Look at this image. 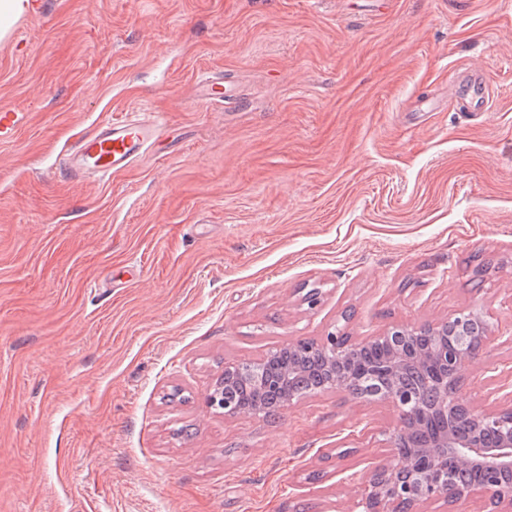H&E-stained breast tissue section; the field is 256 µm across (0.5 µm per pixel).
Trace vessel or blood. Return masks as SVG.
Instances as JSON below:
<instances>
[{
  "instance_id": "obj_1",
  "label": "vessel or blood",
  "mask_w": 512,
  "mask_h": 512,
  "mask_svg": "<svg viewBox=\"0 0 512 512\" xmlns=\"http://www.w3.org/2000/svg\"><path fill=\"white\" fill-rule=\"evenodd\" d=\"M200 97L209 103H229L232 88L223 78L201 80ZM160 128L157 122L125 116L103 123L82 136L67 155V168L75 176L108 179L134 165L157 142Z\"/></svg>"
}]
</instances>
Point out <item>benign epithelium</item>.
Listing matches in <instances>:
<instances>
[{"label":"benign epithelium","instance_id":"1","mask_svg":"<svg viewBox=\"0 0 512 512\" xmlns=\"http://www.w3.org/2000/svg\"><path fill=\"white\" fill-rule=\"evenodd\" d=\"M491 338L481 311L470 308L445 321L394 325L356 340L339 329L318 340L296 337L254 365L266 371L288 351V364L277 372L293 385L313 353L309 372L315 385L305 395L342 392L371 400L379 393L399 411L387 460L366 469L360 498L331 512H419L423 503L468 497L482 501L477 512H512V383L506 407L478 411L459 397L463 373ZM237 379H243L242 364H225L205 397L206 408L226 416L270 417L301 399L292 394L268 404L262 396L270 385L265 375L252 403L239 407L232 398Z\"/></svg>","mask_w":512,"mask_h":512}]
</instances>
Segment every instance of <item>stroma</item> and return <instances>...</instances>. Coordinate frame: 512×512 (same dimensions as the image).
<instances>
[{"label":"stroma","instance_id":"obj_1","mask_svg":"<svg viewBox=\"0 0 512 512\" xmlns=\"http://www.w3.org/2000/svg\"><path fill=\"white\" fill-rule=\"evenodd\" d=\"M0 41V512H324L386 459L383 401L273 418L225 363L482 311L460 395L512 374V0H31ZM474 70L488 97H459ZM224 75L232 104L196 97ZM164 128L105 183L68 148ZM489 271L476 274L478 263ZM322 302H301L310 289ZM180 399H172V392Z\"/></svg>","mask_w":512,"mask_h":512}]
</instances>
